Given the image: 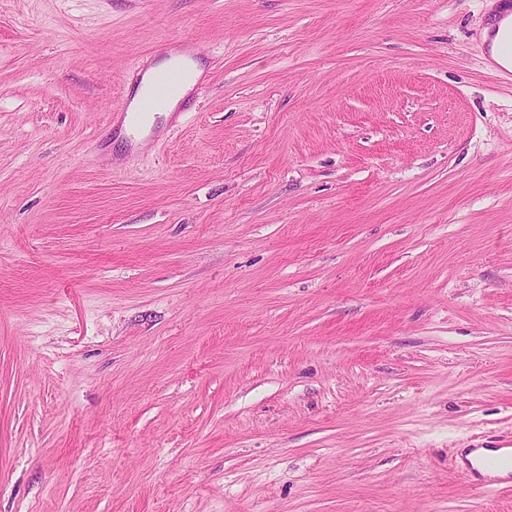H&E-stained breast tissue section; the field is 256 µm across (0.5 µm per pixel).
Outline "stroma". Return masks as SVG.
<instances>
[{"instance_id": "stroma-1", "label": "stroma", "mask_w": 512, "mask_h": 512, "mask_svg": "<svg viewBox=\"0 0 512 512\" xmlns=\"http://www.w3.org/2000/svg\"><path fill=\"white\" fill-rule=\"evenodd\" d=\"M487 3L0 0V512H512ZM184 75L181 67L159 71L153 76V92L141 102L143 113L156 109L164 98L180 83Z\"/></svg>"}]
</instances>
